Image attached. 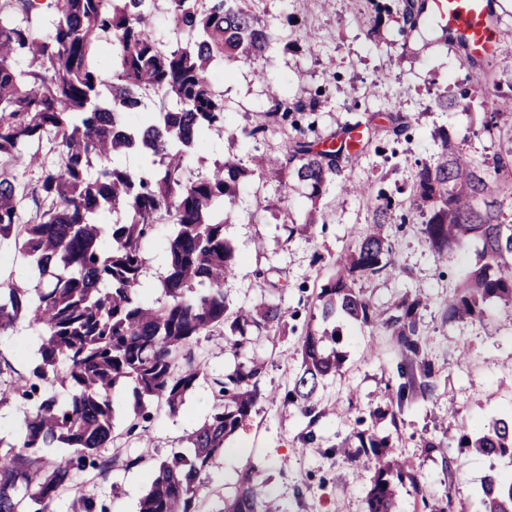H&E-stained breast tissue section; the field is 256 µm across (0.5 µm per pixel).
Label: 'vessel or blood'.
<instances>
[{"label":"vessel or blood","instance_id":"b4317fda","mask_svg":"<svg viewBox=\"0 0 512 512\" xmlns=\"http://www.w3.org/2000/svg\"><path fill=\"white\" fill-rule=\"evenodd\" d=\"M433 6L472 54H496L503 32L489 21L488 0H434Z\"/></svg>","mask_w":512,"mask_h":512}]
</instances>
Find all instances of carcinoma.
<instances>
[{
  "label": "carcinoma",
  "mask_w": 512,
  "mask_h": 512,
  "mask_svg": "<svg viewBox=\"0 0 512 512\" xmlns=\"http://www.w3.org/2000/svg\"><path fill=\"white\" fill-rule=\"evenodd\" d=\"M157 0H3L0 4V245L12 244L31 263V283L0 282V335L25 318L40 327L39 360L10 387L30 404L22 421L20 445L0 439V512H52L51 506L73 477H104L117 463L99 449L115 439L112 393L132 385L136 398L126 434L146 432L149 406L158 401L178 409L198 381L208 376L195 356L201 337L229 331L234 353L280 326L286 311L269 300L253 309H233L224 280L238 257L224 237L230 215L226 203L254 170L294 182L318 198L340 162L353 154L342 148L318 150L293 138L295 113L270 90L272 105L249 137L278 133L287 144L285 160L260 157L255 169L231 158L194 179L186 176L188 155L201 149L206 134L224 128V95L209 81V70L255 62L269 48L271 35L247 0H167L174 32L183 43L167 49L155 39L152 14ZM426 0H397L404 25L413 31ZM50 14L49 33L31 17ZM112 37V81L103 83L99 50ZM108 86V93L102 86ZM176 100V107L168 105ZM143 113L132 125L127 117ZM438 152L418 166L412 202L423 216L424 233L442 262L471 238L483 243L481 264L448 299V320H479L488 299L512 303V225L501 220L499 196L512 185L499 178L503 158L493 165L468 160L453 138H438ZM56 155L39 161L27 149L42 143ZM137 151L147 158L134 172L121 156ZM38 165L33 183L19 177L22 167ZM392 196L378 192L372 221L354 247L337 259L336 274L316 295L322 323L347 316L390 333L403 357L396 406L431 397L437 375L419 332L418 297L405 296L379 309L354 288L362 276L392 266L384 234L395 209ZM124 220L105 221L108 212ZM171 224L168 263L159 306L141 292L143 244L157 225ZM336 330H307L302 364L284 401L310 416L323 380L339 371ZM264 364H238L211 377L214 403L187 446L172 452L153 470L138 512H196L198 487L225 440L263 398ZM67 389L63 398L47 387ZM374 465L365 512H393L397 485L409 478L421 512L429 506L414 465L393 456L385 438H361ZM459 447L491 460L512 459V420L498 419ZM74 512H107L88 485L76 491ZM218 512H273L263 483L249 474L234 498ZM479 512H512V479L496 471L485 476Z\"/></svg>",
  "instance_id": "cac0c4a2"
}]
</instances>
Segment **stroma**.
Here are the masks:
<instances>
[{"mask_svg":"<svg viewBox=\"0 0 512 512\" xmlns=\"http://www.w3.org/2000/svg\"><path fill=\"white\" fill-rule=\"evenodd\" d=\"M250 6L268 25L271 46L259 62L209 72L211 84L224 95V128L209 132L205 149L189 156L187 176L205 173L227 157L245 165L254 155L283 156L280 135L255 140L242 134L268 108L271 83L282 86L289 106H301L305 140L320 144L355 127L376 130L378 138L345 170L364 193H344L334 181L312 200L301 187L259 177L239 190L224 235L241 263L225 281L224 294L235 307L281 299L286 317L252 346L251 356L266 364L264 397L211 464L197 493V512H217L248 472L263 481L265 496L278 512H363L372 473L358 451V435L367 430L389 437L393 452L413 461L430 503L450 504L451 512H475L489 470L512 473V460L492 463L458 446L460 436L512 416V303L487 302L480 320H448V295L479 262L482 244L469 240L454 258L438 262L410 194L416 166L434 154L443 128L469 159L507 158L504 176L512 180V112L501 113L489 130L490 111L479 103L448 112L434 105L437 95L453 96L476 84L495 96L512 95V40L474 67L459 47L443 40L442 21L434 14L407 34L398 13H390L374 39L368 33L373 15L368 0H250ZM288 40L294 49H285ZM398 113L408 130L396 138L388 129ZM381 190L401 202L386 231L394 268L361 278L356 287L377 306L406 294L421 298L419 328L438 389L431 399L408 401L395 417L374 418V410L396 393L402 356L383 329L341 318L337 348L344 362L325 380L317 403L322 414L312 422L285 403L284 394L300 369L307 329L322 325L315 296L334 275L337 257L370 223ZM311 212L317 217L313 224L306 221ZM172 232V225H158L143 247V296L154 305L165 300L164 246ZM39 343V327L19 321L0 337V359L17 373H28ZM134 403L131 388L116 389L114 425L120 437L101 454L120 464L93 486L109 512H138L154 466L207 419L212 393L202 380L176 411L153 404L145 442L124 434ZM425 438L441 442L445 453H425ZM136 456L140 464L125 467V460ZM447 456L461 463L452 478L444 469Z\"/></svg>","mask_w":512,"mask_h":512,"instance_id":"obj_1","label":"stroma"}]
</instances>
